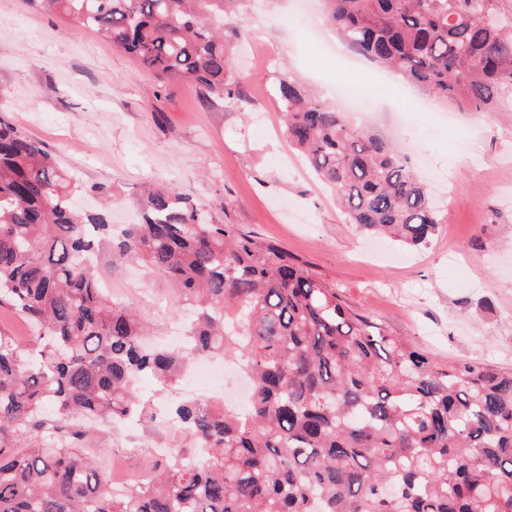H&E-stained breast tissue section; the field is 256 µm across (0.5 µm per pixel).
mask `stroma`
I'll return each instance as SVG.
<instances>
[{
	"instance_id": "stroma-1",
	"label": "stroma",
	"mask_w": 512,
	"mask_h": 512,
	"mask_svg": "<svg viewBox=\"0 0 512 512\" xmlns=\"http://www.w3.org/2000/svg\"><path fill=\"white\" fill-rule=\"evenodd\" d=\"M233 96L163 79L67 15L0 0V118L39 140L78 184L111 186L112 221L136 220L144 183L174 186L216 219L288 252L335 285L353 311L439 363L460 360L512 371V99L498 112L447 107L401 76L361 60L354 73L370 98L365 128L408 153L420 177L444 178L441 224L427 245L388 242L370 252L334 194L292 148L276 104L286 75L321 89L342 73L349 49L329 55L292 0H247L224 19ZM471 140L479 158L459 150ZM109 296L134 303L155 339L181 334L174 284L119 259L103 242L92 259ZM173 428L103 426L89 449L118 458L115 485L148 474L144 449L169 444Z\"/></svg>"
}]
</instances>
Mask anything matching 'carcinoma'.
<instances>
[{"label":"carcinoma","instance_id":"obj_1","mask_svg":"<svg viewBox=\"0 0 512 512\" xmlns=\"http://www.w3.org/2000/svg\"><path fill=\"white\" fill-rule=\"evenodd\" d=\"M246 0H29L108 38L164 78L232 95L224 15ZM336 36L435 99L492 112L512 91V0H323ZM288 139L361 234L421 246L439 219L391 144L290 77ZM79 185L0 119V305L24 315L32 357L0 331V512H512V371L441 364L279 247L260 245L175 187L147 186L122 254L195 308L181 351L151 347L136 308L88 255L112 231L74 207ZM197 356L239 365L243 407L186 401L159 468L112 489L57 422L153 420L134 381L173 389Z\"/></svg>","mask_w":512,"mask_h":512}]
</instances>
